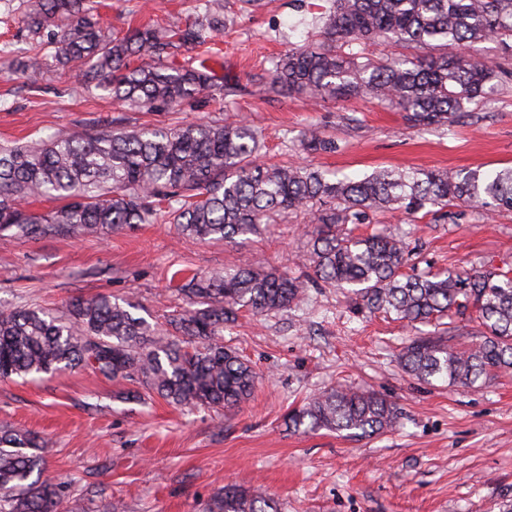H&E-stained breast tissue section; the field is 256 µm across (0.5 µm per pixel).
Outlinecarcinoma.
Listing matches in <instances>:
<instances>
[{"mask_svg": "<svg viewBox=\"0 0 512 512\" xmlns=\"http://www.w3.org/2000/svg\"><path fill=\"white\" fill-rule=\"evenodd\" d=\"M54 59L83 62L87 88H106L115 99L150 112H177L187 102L221 90L214 70L174 68L170 57L185 45H203L224 32L218 0L176 29L144 25L115 35L103 29L89 0H36L25 16L34 37L56 18ZM488 39L512 40V0H333L320 38L271 60L278 93L313 99L377 100L407 113L412 126L452 127L470 105L486 99L498 78L487 62L466 51ZM389 40L426 56L375 60L365 47ZM455 45L450 55L444 48ZM303 150L329 152L335 142L315 131ZM261 144L248 123L179 128L76 127L51 141L0 147V233L29 237L93 235L128 224H153L157 204L188 239L232 242L276 222L288 211H311L307 241L313 276L239 265L195 274L178 287L195 309L170 320L173 335L154 333L118 301L105 296L72 302L63 321L43 309H0V378L52 374L88 367L109 381L137 384L179 407L231 409L254 387L252 367L219 336L224 323L246 308L280 312L304 299L311 284L346 291L371 312L411 325L475 312L481 341L455 348L456 327L417 336L399 360L406 373L475 387L512 371V276L449 267L407 274L409 243L401 235L353 236L340 224H364L370 215L397 210L414 218L431 206L457 202L512 209V168L475 170L381 169L361 179H336L311 166L257 163ZM49 198L60 206L45 215L23 202ZM396 409L367 390L335 388L315 394L288 414L295 430L328 429L352 438L382 433ZM48 449L38 437L0 428V512H64V492L51 480H30ZM209 512H278L250 491L226 487Z\"/></svg>", "mask_w": 512, "mask_h": 512, "instance_id": "1", "label": "carcinoma"}]
</instances>
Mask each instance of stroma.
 I'll use <instances>...</instances> for the list:
<instances>
[{
    "label": "stroma",
    "instance_id": "1",
    "mask_svg": "<svg viewBox=\"0 0 512 512\" xmlns=\"http://www.w3.org/2000/svg\"><path fill=\"white\" fill-rule=\"evenodd\" d=\"M34 0H0V145L63 136L78 126H182L245 119L268 164L302 163L364 176L388 169L512 167V47L489 39L472 55L501 70L494 95L450 129L410 128L403 112L377 101L317 102L277 94L262 74L271 58L319 37L330 0H221L227 22L214 43L183 48L170 66L207 60L221 94L178 112L135 110L81 85L75 65L53 62L54 47L23 23ZM115 33L142 24L192 22L201 0H92ZM46 65L26 68L29 56ZM333 139L331 153L303 152L309 130ZM313 217L294 213L240 243L184 240L166 218L97 236L31 238L0 234V308L38 307L65 316L72 300L126 299L134 316L168 334L187 304L176 286L227 265L303 274ZM353 234L408 233L410 264L427 271L464 266L512 270V211L460 204L377 214ZM413 331L360 308L334 288L268 316L240 312L223 341L255 369L238 408L179 409L137 397L136 385L91 369L41 380H0V427L37 435L50 454L47 477L67 482L66 512H209L224 486L277 500L282 512H506L512 506V374L480 387L409 377L396 355ZM339 385L374 391L397 408L393 430L355 440L325 429H289L306 397Z\"/></svg>",
    "mask_w": 512,
    "mask_h": 512
}]
</instances>
